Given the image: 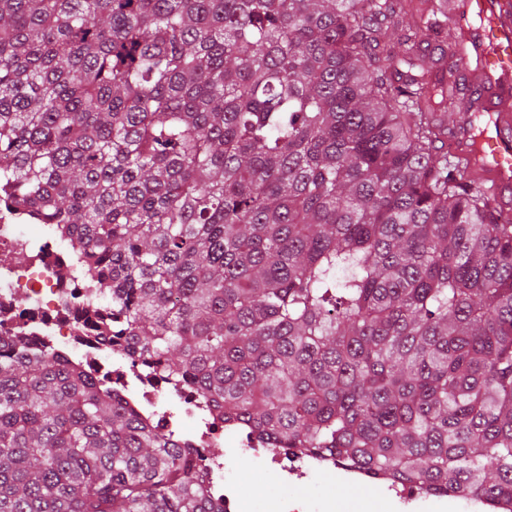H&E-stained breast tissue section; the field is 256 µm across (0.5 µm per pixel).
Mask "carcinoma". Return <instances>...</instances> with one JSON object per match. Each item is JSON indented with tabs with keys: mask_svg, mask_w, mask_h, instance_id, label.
<instances>
[{
	"mask_svg": "<svg viewBox=\"0 0 512 512\" xmlns=\"http://www.w3.org/2000/svg\"><path fill=\"white\" fill-rule=\"evenodd\" d=\"M0 0V184L111 342L272 448L512 498V218L402 70L455 0ZM0 512H224L192 452L0 342Z\"/></svg>",
	"mask_w": 512,
	"mask_h": 512,
	"instance_id": "cac0c4a2",
	"label": "carcinoma"
}]
</instances>
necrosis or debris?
<instances>
[{
    "instance_id": "obj_1",
    "label": "necrosis or debris",
    "mask_w": 512,
    "mask_h": 512,
    "mask_svg": "<svg viewBox=\"0 0 512 512\" xmlns=\"http://www.w3.org/2000/svg\"><path fill=\"white\" fill-rule=\"evenodd\" d=\"M73 242L50 224H30L22 207L0 203V336H26L91 374L148 423L178 445L191 447L208 497L224 512H310L306 500L286 494L245 498L232 486L239 462L255 464L286 488L336 476L354 486L372 483L369 473L332 455L267 448L255 435L223 421L200 390L162 380L129 352L83 330L90 293L81 277H61L73 260ZM223 454H216V447Z\"/></svg>"
}]
</instances>
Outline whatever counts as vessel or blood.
<instances>
[{
  "label": "vessel or blood",
  "instance_id": "obj_1",
  "mask_svg": "<svg viewBox=\"0 0 512 512\" xmlns=\"http://www.w3.org/2000/svg\"><path fill=\"white\" fill-rule=\"evenodd\" d=\"M454 20L464 44V66L481 89L485 128L466 116L448 128L453 154L485 183L504 213H512V0H456Z\"/></svg>",
  "mask_w": 512,
  "mask_h": 512
}]
</instances>
